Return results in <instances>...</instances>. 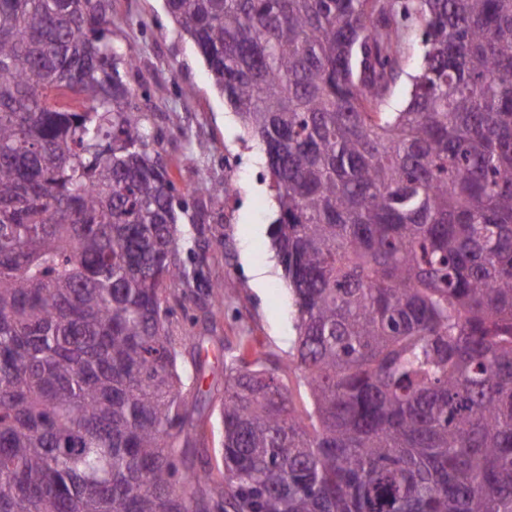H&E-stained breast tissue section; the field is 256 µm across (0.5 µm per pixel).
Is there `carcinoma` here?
I'll list each match as a JSON object with an SVG mask.
<instances>
[{
  "label": "carcinoma",
  "instance_id": "obj_1",
  "mask_svg": "<svg viewBox=\"0 0 512 512\" xmlns=\"http://www.w3.org/2000/svg\"><path fill=\"white\" fill-rule=\"evenodd\" d=\"M166 6L264 153L296 312L288 362L227 367L224 499L512 512V0ZM108 33L107 0H0V512H205L213 481L167 327L186 203ZM418 44V31L412 27V29L409 30L402 46L404 68L408 73H413L420 64Z\"/></svg>",
  "mask_w": 512,
  "mask_h": 512
}]
</instances>
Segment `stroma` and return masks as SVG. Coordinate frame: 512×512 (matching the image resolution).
Segmentation results:
<instances>
[{
    "label": "stroma",
    "instance_id": "stroma-1",
    "mask_svg": "<svg viewBox=\"0 0 512 512\" xmlns=\"http://www.w3.org/2000/svg\"><path fill=\"white\" fill-rule=\"evenodd\" d=\"M108 4L115 46L139 58L151 147L166 165L177 197L188 203L179 226L186 231L196 216L205 218L210 246L186 266L207 282L229 280L235 286L232 298L219 308L197 299L171 300L167 319L179 350L184 396L205 405L192 433L198 464L216 472L222 467L224 367L237 355L241 338L253 339L276 361H288L293 351L291 300L269 237L274 203L261 163L241 141L238 119L164 0ZM189 152L195 164L185 163ZM215 184L223 185V195L212 193ZM258 270L266 276L260 287L254 284ZM201 359L206 368L200 376L196 364Z\"/></svg>",
    "mask_w": 512,
    "mask_h": 512
}]
</instances>
